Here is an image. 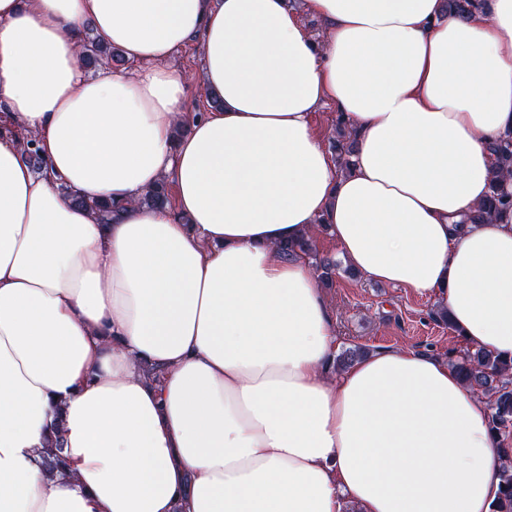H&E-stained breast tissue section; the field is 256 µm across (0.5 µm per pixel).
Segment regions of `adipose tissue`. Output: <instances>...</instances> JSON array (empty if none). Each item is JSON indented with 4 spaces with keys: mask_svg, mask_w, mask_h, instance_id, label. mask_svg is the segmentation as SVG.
Returning <instances> with one entry per match:
<instances>
[{
    "mask_svg": "<svg viewBox=\"0 0 512 512\" xmlns=\"http://www.w3.org/2000/svg\"><path fill=\"white\" fill-rule=\"evenodd\" d=\"M88 33L126 67L86 76ZM194 39L201 114L172 63ZM0 116V512H489L486 400L442 356L337 367L310 261L277 246L325 225L512 356V209L470 221L512 136V0H0ZM336 109L330 105L316 112L313 122L314 125L324 133L325 146L329 149L331 142V148L341 158L346 156L352 151V135L348 128L346 121L343 119L341 114H338L337 118ZM336 124V133H335ZM336 135V136H335ZM335 138L332 140V138ZM332 140V141H331Z\"/></svg>",
    "mask_w": 512,
    "mask_h": 512,
    "instance_id": "1",
    "label": "adipose tissue"
}]
</instances>
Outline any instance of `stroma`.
I'll use <instances>...</instances> for the list:
<instances>
[{
    "instance_id": "35a3bbf8",
    "label": "stroma",
    "mask_w": 512,
    "mask_h": 512,
    "mask_svg": "<svg viewBox=\"0 0 512 512\" xmlns=\"http://www.w3.org/2000/svg\"><path fill=\"white\" fill-rule=\"evenodd\" d=\"M174 63L188 87L186 111H199L205 104V96L197 46L190 44L180 49ZM325 294L336 318L341 348L360 346L373 351L399 347L440 355L464 348L453 328L433 318L435 302L431 297L354 277L344 271L337 273Z\"/></svg>"
}]
</instances>
